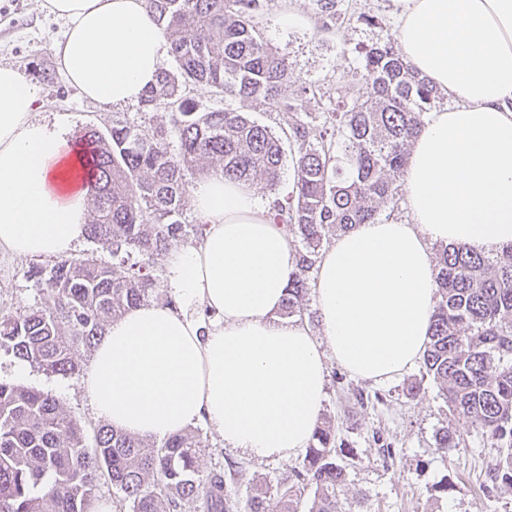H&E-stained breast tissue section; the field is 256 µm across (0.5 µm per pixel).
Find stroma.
Instances as JSON below:
<instances>
[{
	"label": "stroma",
	"instance_id": "35a3bbf8",
	"mask_svg": "<svg viewBox=\"0 0 512 512\" xmlns=\"http://www.w3.org/2000/svg\"><path fill=\"white\" fill-rule=\"evenodd\" d=\"M293 12L297 26L280 22ZM327 18L320 0H259L254 22L267 42L284 57L294 80L285 85L284 100H302L309 117L350 105L361 90L359 76L367 47L394 40L398 17L393 0H335ZM372 23L360 21V14ZM62 21L41 10L38 0H0V63L15 66L37 90L36 110L60 122L68 136L92 126L103 130L126 122L142 129L169 126L163 108L142 103L104 107L82 97L59 69L53 49ZM310 95H302V87ZM198 110L220 106L238 109L258 124L280 132L287 113L264 102L220 100L206 90L193 94ZM53 256L18 257L0 251V314L52 305L53 298L38 272H49ZM18 358L0 350V381L33 387L53 395L64 413L85 428L98 425L83 390L84 375H50L37 368L18 373ZM334 426L336 462L345 480L336 490L343 512H512V488L492 479L493 451L479 428L453 417L438 384L414 366L397 379L373 384L330 366L321 413ZM455 430L460 443L438 447L440 428ZM200 443L202 475L242 470L235 483L238 512H249L248 485L276 487L302 456L255 461L226 448L207 424L193 427Z\"/></svg>",
	"mask_w": 512,
	"mask_h": 512
}]
</instances>
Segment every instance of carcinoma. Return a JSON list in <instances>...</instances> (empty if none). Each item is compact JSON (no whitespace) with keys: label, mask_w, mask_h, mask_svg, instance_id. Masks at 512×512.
<instances>
[{"label":"carcinoma","mask_w":512,"mask_h":512,"mask_svg":"<svg viewBox=\"0 0 512 512\" xmlns=\"http://www.w3.org/2000/svg\"><path fill=\"white\" fill-rule=\"evenodd\" d=\"M146 3L178 74L160 72L143 103L171 110L177 149L161 126L118 122L80 137L94 208L87 237L114 259L140 260H63L45 280L53 307L0 316V350L48 374L80 371L75 346L96 345L109 322L147 301L156 287L150 268L188 235L177 219L188 176L221 173L246 184L260 176L274 186L285 140L294 147L296 178L292 195L278 205V221L302 248L280 313L301 312L326 231L371 224L380 207L396 205L392 176L406 167L426 106L440 94L386 42L366 51L362 92L352 105L312 124L281 98L292 74L253 24L258 0ZM198 86L262 100L288 113V129L278 135L231 109L199 112L188 96ZM435 268L437 302L423 369L440 384L451 413L479 425L497 449L493 479L512 484V246L491 260L479 248L445 244ZM334 444L331 425L318 423L303 464L277 487L276 506L270 507L269 487L254 484L250 512H298L309 487L315 488L309 512H338L336 487L345 474ZM198 448L191 433L157 442L105 424L89 449L83 427L54 397L0 381V512H96L103 480L132 512H182L189 502L200 512H236L224 476L199 474Z\"/></svg>","instance_id":"cac0c4a2"}]
</instances>
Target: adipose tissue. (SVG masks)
Here are the masks:
<instances>
[{
  "label": "adipose tissue",
  "instance_id": "1",
  "mask_svg": "<svg viewBox=\"0 0 512 512\" xmlns=\"http://www.w3.org/2000/svg\"><path fill=\"white\" fill-rule=\"evenodd\" d=\"M405 61L454 101L412 143L410 220L340 235L315 274L321 337L279 318L298 251L247 185L194 184L203 237L173 247L165 283L176 306L146 302L111 322L83 382L97 417L162 440L203 422L256 460L307 447L327 364L373 383L422 357L437 286L436 243L512 245V0H396ZM63 21L54 44L69 84L106 106L140 101L169 42L145 0H40ZM37 93L0 64V249L71 252L86 237L87 167L64 131L39 118Z\"/></svg>",
  "mask_w": 512,
  "mask_h": 512
}]
</instances>
